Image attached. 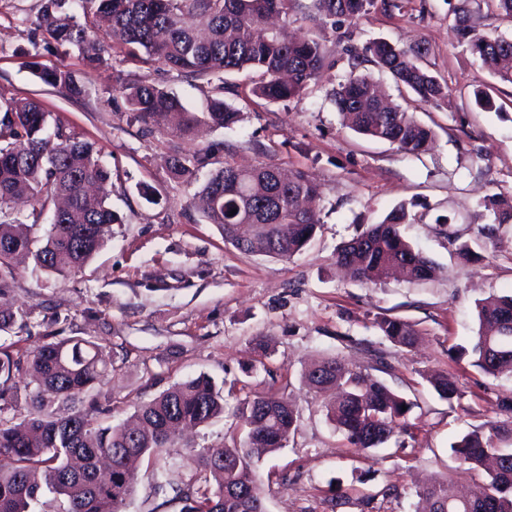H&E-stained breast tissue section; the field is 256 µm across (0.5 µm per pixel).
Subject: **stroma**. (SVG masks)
<instances>
[{
	"instance_id": "stroma-1",
	"label": "stroma",
	"mask_w": 512,
	"mask_h": 512,
	"mask_svg": "<svg viewBox=\"0 0 512 512\" xmlns=\"http://www.w3.org/2000/svg\"><path fill=\"white\" fill-rule=\"evenodd\" d=\"M462 6L480 32L512 39V21L487 0H401L398 10L374 9L352 24L359 45L384 39L426 46L429 69L448 83V103L437 108L398 90L376 65L359 68L433 130L428 150L415 156L345 125L330 101L350 72L343 59L288 101L253 96L255 72L225 74L223 98L240 109L238 123L200 126L186 136L165 128L143 134L122 85L162 83L193 112L204 111L212 85L117 58L92 71L77 51L40 48V63L66 67L85 86L82 98L64 97L29 67L30 21L40 0H0V100L36 99L52 119L93 143L112 171L109 201L121 217L106 245L68 279L29 262L18 267L0 309L25 306L30 327L0 341L31 350L51 331L94 340L119 363L98 386L112 400L115 425L202 373L224 390L223 417L175 438L162 458L142 461L125 512H179L154 494V469L166 464L172 481L188 484L198 471L196 449L242 440L236 411L255 393L286 399L299 414L296 433L258 463L267 512H415L416 491L429 481L447 480L454 492L483 481L459 466L451 446L487 422L507 421L501 405L512 399V379L484 374L469 352L477 301L512 296V223L492 240L479 233L493 219L487 198L512 203V83L493 76L459 41L453 24ZM481 90L493 108L477 105ZM206 148L210 162L195 178L172 177V157ZM228 164L301 171L318 185V228L301 252L282 260L240 251L193 206L211 173ZM143 182L154 187L153 200L139 195ZM401 205L405 237L441 275L372 284L341 274L338 247ZM464 243L476 260L460 258ZM384 317L412 324L415 348L387 340L378 328ZM258 336L268 340L266 351L255 350ZM324 356L345 359L410 402L403 426L386 443L355 447L327 420L329 394L302 380ZM435 372L454 380L452 401L427 382Z\"/></svg>"
}]
</instances>
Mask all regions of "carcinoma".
<instances>
[{
  "instance_id": "obj_1",
  "label": "carcinoma",
  "mask_w": 512,
  "mask_h": 512,
  "mask_svg": "<svg viewBox=\"0 0 512 512\" xmlns=\"http://www.w3.org/2000/svg\"><path fill=\"white\" fill-rule=\"evenodd\" d=\"M312 21L321 35L290 40L267 28L268 18L288 23L303 8L300 0H40L32 21L30 43L55 49H75L95 69L106 61L112 44L126 48L141 63L180 76L215 78L227 72L256 70L261 80L251 93L270 102L299 95L336 57L324 44L337 36L352 72L332 93L337 111L349 126L373 139L389 142L407 154L428 149L432 130L400 105L378 106L380 90L367 74L355 69L369 60L395 82L422 100L448 103V83L421 64L427 48L399 47L376 39L358 47L345 27L375 8L392 11L398 0H313ZM454 30L490 72L512 83V40L477 31L467 11L455 13ZM32 74L44 85L69 98L84 94L83 84L64 67L30 62ZM128 111L144 124V133L163 123L173 132L189 133L199 123L228 127L240 120V110L212 97L207 111H189L173 94L154 82L122 87ZM209 164L205 152L176 156L170 164L176 176H190ZM112 179L94 146L65 126L49 122V114L29 98L0 101V295L11 287L18 254L51 276L79 271L105 245L117 214L107 202L104 185ZM314 182L298 172L288 181L278 168L261 165L239 169L226 165L211 175L194 205L236 248L288 259L313 238L317 213L303 203L315 200ZM54 207L50 229L38 235L45 211ZM486 207L493 223L480 234L495 238L498 225L512 221V205L494 197ZM237 213H231V210ZM257 224L251 238L238 229L242 211ZM405 207L391 211L378 224L344 243L337 263L349 267L355 279L378 282L398 265L412 281L431 280L440 268L416 251L401 232ZM478 330L472 338L475 366L493 377L512 378V296H489L477 305ZM27 328V312L0 313V332ZM378 328L393 344L410 348L417 331L396 318H383ZM103 364L98 345L88 339L52 337L32 351H15L0 344V456L14 466L0 470V512H125L133 494L132 465L156 457L170 443L169 427L195 428L224 415V395L211 378L199 375L176 383L139 406L134 426L101 423L112 407L99 399L96 384ZM32 372V383L19 386L17 377ZM427 381L440 398L457 395L454 381L434 373ZM318 391L335 388L336 401L327 417L359 448L385 443L411 407L383 382L353 370L339 357L315 362L304 374ZM28 414L19 422L6 416L20 398ZM247 429L243 443L198 450L197 484L170 487L165 470L154 473L156 492L172 491L180 512H266L264 490L255 455L285 446L298 428L295 410L264 393L247 397L239 409ZM512 435V420L486 423L465 434L451 450L461 464L483 469L488 480L469 495L448 496L445 483L421 486L417 512H512V448L494 439ZM112 457V469L100 473L99 461ZM53 501L43 500L44 493Z\"/></svg>"
}]
</instances>
